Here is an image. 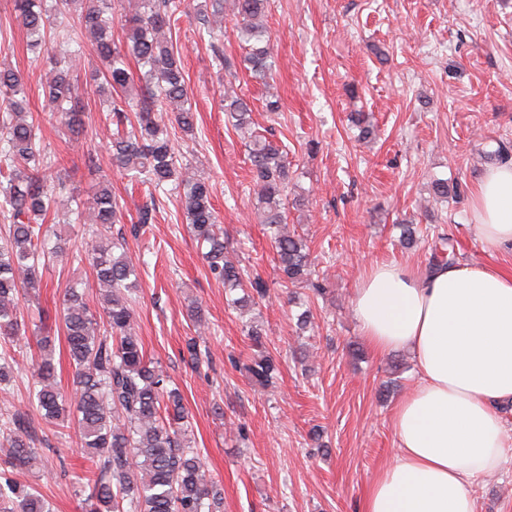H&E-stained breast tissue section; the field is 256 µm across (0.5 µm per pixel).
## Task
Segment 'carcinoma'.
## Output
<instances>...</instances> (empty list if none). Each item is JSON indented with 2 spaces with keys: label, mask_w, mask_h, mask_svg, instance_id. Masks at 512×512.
<instances>
[{
  "label": "carcinoma",
  "mask_w": 512,
  "mask_h": 512,
  "mask_svg": "<svg viewBox=\"0 0 512 512\" xmlns=\"http://www.w3.org/2000/svg\"><path fill=\"white\" fill-rule=\"evenodd\" d=\"M28 45H46L47 14L70 21L56 35V52L49 57L53 77L42 87L45 105L56 122L75 132L82 128L77 80L81 51L71 48L70 29L84 32L104 63L102 89L110 97L107 111L115 125L108 148L112 166L134 181L179 197L186 224L199 246L212 277L228 291L243 296L230 300L242 309L264 299L261 278H245L244 271L226 257L224 234L212 203V187L187 164L179 163L170 129L194 133L196 113L188 103L184 73L172 40L175 16L185 0H139L138 9L124 15L125 40L112 37L119 0H13ZM268 0H215L216 13L229 9L240 41L249 46L245 69L264 81L274 67L270 38L263 18ZM134 58L138 72L131 71ZM143 106L131 122L123 102L132 93ZM227 122L234 129L251 127L252 110L229 84L224 88ZM24 76L0 67V211L10 220L8 237L0 243V338L13 339L28 329L19 307L20 292L42 287L40 269L72 250L70 240L45 226L46 215L59 206L73 222L89 226L91 244L75 255L92 268L95 284L104 292L103 316L97 317L85 288H65L56 328L32 331L40 350L34 369L33 397L49 421H62L75 430L79 447L97 469L88 480L89 493L82 512H221L224 497L217 481L191 445L184 397L171 388L160 369L146 357L135 331L131 290L138 276L127 254L125 237L113 235L121 210L108 185L95 191L89 207L63 193L65 179L56 153L40 147L37 126L28 120ZM251 190L257 211L270 233L284 282L311 280L309 252L301 236L288 230L290 173L282 148L274 141L251 135L248 144ZM456 250L450 239L439 237L429 264H452ZM57 333L74 368L72 393L55 381L53 347ZM254 380L273 383L277 365L261 354L248 366ZM9 449L0 467V505L3 512H52L50 503L34 487L9 477V469L36 459L32 439L17 415L0 419Z\"/></svg>",
  "instance_id": "obj_1"
}]
</instances>
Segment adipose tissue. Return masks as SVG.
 I'll return each mask as SVG.
<instances>
[{
	"instance_id": "obj_1",
	"label": "adipose tissue",
	"mask_w": 512,
	"mask_h": 512,
	"mask_svg": "<svg viewBox=\"0 0 512 512\" xmlns=\"http://www.w3.org/2000/svg\"><path fill=\"white\" fill-rule=\"evenodd\" d=\"M483 252L512 245V163L488 169L472 201ZM378 354L406 350L419 372L393 409L394 461L370 483L362 512H475L474 485L500 470L512 402V274L488 264L365 269L352 298Z\"/></svg>"
}]
</instances>
